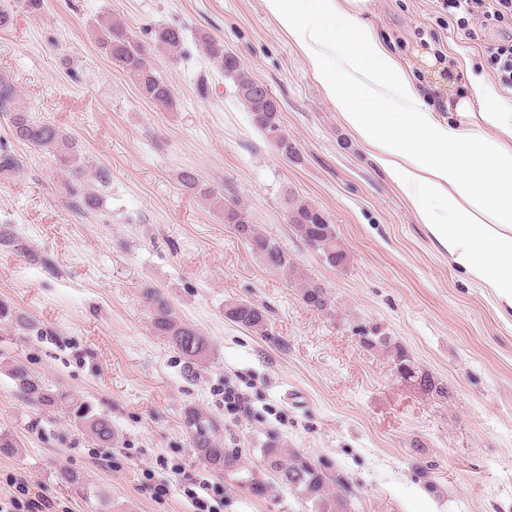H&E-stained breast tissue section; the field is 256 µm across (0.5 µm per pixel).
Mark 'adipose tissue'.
<instances>
[{"label":"adipose tissue","mask_w":512,"mask_h":512,"mask_svg":"<svg viewBox=\"0 0 512 512\" xmlns=\"http://www.w3.org/2000/svg\"><path fill=\"white\" fill-rule=\"evenodd\" d=\"M368 0H264L340 120L404 191L431 240L512 309V112L482 76L456 118L428 107L397 59L361 22Z\"/></svg>","instance_id":"1"}]
</instances>
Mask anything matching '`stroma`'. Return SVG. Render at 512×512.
<instances>
[{
	"instance_id": "obj_1",
	"label": "stroma",
	"mask_w": 512,
	"mask_h": 512,
	"mask_svg": "<svg viewBox=\"0 0 512 512\" xmlns=\"http://www.w3.org/2000/svg\"><path fill=\"white\" fill-rule=\"evenodd\" d=\"M436 0H370L362 20L411 73L440 117L451 93L427 57L478 65L476 41L439 21ZM124 21L177 101L171 112L142 99L131 75L97 47L90 23ZM159 24L185 32L184 53L152 45ZM208 33L279 98L282 126L300 155H279L254 128L216 64L197 45ZM0 77L81 152L103 205L87 212L62 191L49 152L16 142L0 116V151L21 166L0 176V225L30 248H0V300L36 325L0 323V356L50 388L87 400L116 433L104 447L63 409L37 408L0 373V433L18 448L0 455V500L26 486L53 512H196L191 489L218 488L213 512H313L274 484L262 450L271 441L307 457L355 493V512H512V312L453 267L419 224L403 191L341 124L294 44L263 0H49L37 18L15 9L0 30ZM195 170L239 201L253 224L325 285L330 313L306 306L297 283L268 270L221 214L181 187ZM295 194L321 209L347 249L329 266L293 236L284 208ZM161 290L181 319L210 340L194 378L155 335L143 300ZM233 299L264 308L268 334L224 318ZM379 327L447 389L427 396L365 349L357 326ZM246 401L237 417L224 390ZM215 417L241 475L197 462L182 422L186 405ZM111 499L81 496L59 470ZM270 483L250 495L240 479Z\"/></svg>"
}]
</instances>
